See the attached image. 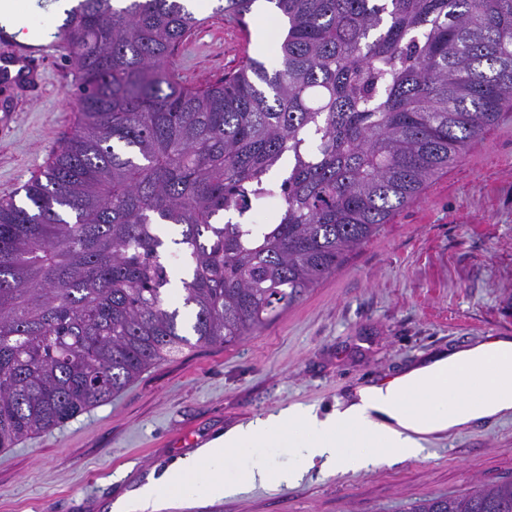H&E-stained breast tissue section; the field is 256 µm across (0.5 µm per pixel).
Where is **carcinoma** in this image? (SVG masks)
<instances>
[{
    "label": "carcinoma",
    "instance_id": "obj_1",
    "mask_svg": "<svg viewBox=\"0 0 512 512\" xmlns=\"http://www.w3.org/2000/svg\"><path fill=\"white\" fill-rule=\"evenodd\" d=\"M267 2L279 65L247 55L203 89L173 64L203 24L185 0H78L51 32L80 116L24 202L0 200V448L270 322L512 104V0ZM267 198L270 222H241ZM408 512H512V481Z\"/></svg>",
    "mask_w": 512,
    "mask_h": 512
}]
</instances>
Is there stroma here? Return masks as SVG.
<instances>
[{"label":"stroma","instance_id":"stroma-1","mask_svg":"<svg viewBox=\"0 0 512 512\" xmlns=\"http://www.w3.org/2000/svg\"><path fill=\"white\" fill-rule=\"evenodd\" d=\"M198 0L203 25L175 50L183 84L223 81L243 53L273 65L283 22L266 0L239 20ZM35 90L0 85V199L42 171L73 132L76 77L61 55ZM512 337V108L413 204L275 320L231 345L151 366L62 426L0 450V512H103L228 428L293 404L324 412L357 386L421 359ZM512 480V417L429 443L416 459L310 471L173 512H407L413 501Z\"/></svg>","mask_w":512,"mask_h":512}]
</instances>
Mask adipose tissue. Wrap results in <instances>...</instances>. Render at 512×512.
<instances>
[{
  "label": "adipose tissue",
  "mask_w": 512,
  "mask_h": 512,
  "mask_svg": "<svg viewBox=\"0 0 512 512\" xmlns=\"http://www.w3.org/2000/svg\"><path fill=\"white\" fill-rule=\"evenodd\" d=\"M512 415V338L431 356L381 385L359 387L321 414L291 405L216 435L109 512H163L233 497L249 487L295 485L311 468L333 475L417 458L438 436ZM289 451L275 463L270 449Z\"/></svg>",
  "instance_id": "adipose-tissue-1"
}]
</instances>
